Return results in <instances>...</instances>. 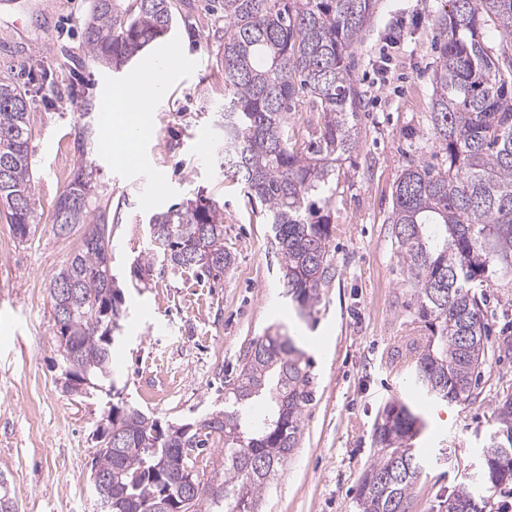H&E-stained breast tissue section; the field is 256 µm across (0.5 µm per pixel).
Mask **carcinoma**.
<instances>
[{"mask_svg":"<svg viewBox=\"0 0 512 512\" xmlns=\"http://www.w3.org/2000/svg\"><path fill=\"white\" fill-rule=\"evenodd\" d=\"M377 0H224V129L222 167L233 172L251 204H260L281 254L284 293L310 318L336 276L331 199L336 162L358 147L363 92L354 83V48ZM493 22L497 51L484 41ZM175 18L170 0H91L85 24L90 60L121 70L164 40ZM439 64L432 72L430 122L441 164L410 165L397 182L390 224L396 253L413 290L418 318L431 338L415 359L412 384L428 398L467 400L488 355L484 293L512 275V0H448L436 22ZM315 112L318 129L296 147L288 114ZM29 100L0 79V205L14 235L27 239L36 215L29 145ZM91 166H82L59 196L53 224L69 235L88 221L94 197ZM97 240L85 234L51 279L59 325L62 375L101 388L113 384L114 342L124 317L108 254L112 225ZM151 236L162 268L218 276L234 257L224 248V213L198 197L156 213ZM109 303L111 316L101 314ZM313 377L291 336L268 331L252 343L224 398L200 420L205 431L163 424L114 404L97 429L103 440L90 483L100 512H260L265 487L292 455ZM264 400L265 414L250 409ZM493 448L512 451V396L496 409ZM422 427L406 404H390L373 430L377 458L361 477L358 512H406L424 463L411 448ZM222 446L224 468L203 480L195 470L207 448ZM486 485L512 483V466L482 451ZM448 512H482L463 486Z\"/></svg>","mask_w":512,"mask_h":512,"instance_id":"carcinoma-1","label":"carcinoma"}]
</instances>
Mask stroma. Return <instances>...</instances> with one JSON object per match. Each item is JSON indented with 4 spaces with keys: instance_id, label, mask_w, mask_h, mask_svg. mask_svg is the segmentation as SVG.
Instances as JSON below:
<instances>
[{
    "instance_id": "obj_1",
    "label": "stroma",
    "mask_w": 512,
    "mask_h": 512,
    "mask_svg": "<svg viewBox=\"0 0 512 512\" xmlns=\"http://www.w3.org/2000/svg\"><path fill=\"white\" fill-rule=\"evenodd\" d=\"M447 5L378 0L354 51L365 104L359 148L336 167V277L308 322L283 294L264 211L220 167L224 14L213 0H173L174 13L193 22L168 36L179 77L151 112V131L128 165L114 163L103 145L102 107L113 85L135 79L136 67L115 73L89 61L82 44L89 0H0V78L27 91L34 126L37 222L27 241L14 236L0 209V477L19 512H97L90 461L104 410L118 402L185 424L222 409L225 381L273 325L301 333L314 397L298 448L263 493V512H357L356 489L376 457V418L396 401L426 422L414 446L428 465L407 512H445L452 491L478 479L495 409L512 393V281L485 290L491 355L472 397L430 401L410 385L409 343L426 341L429 331L415 314L388 221L403 169L441 162L428 115L438 63L433 23ZM76 97L98 111L84 158L76 150L83 124ZM85 160L96 204L112 225L109 255L126 317L114 357L116 395L75 398L63 387L49 286L82 242V229L61 236L53 220ZM199 195L224 211L233 265L216 280L182 270L135 277L137 261L158 250L151 216Z\"/></svg>"
}]
</instances>
